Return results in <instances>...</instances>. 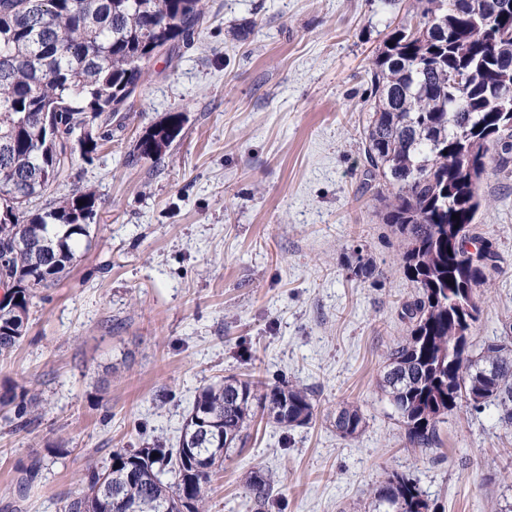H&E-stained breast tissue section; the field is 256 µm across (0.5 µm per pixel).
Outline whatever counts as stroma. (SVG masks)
Listing matches in <instances>:
<instances>
[{
    "label": "stroma",
    "instance_id": "1",
    "mask_svg": "<svg viewBox=\"0 0 512 512\" xmlns=\"http://www.w3.org/2000/svg\"><path fill=\"white\" fill-rule=\"evenodd\" d=\"M412 0H206L192 47L147 68L124 128L69 183L100 206L91 248L40 288L26 335L0 357V394L26 391L16 429L0 408V512H58L88 464L114 449L177 446L194 397L227 376L307 387L314 420L284 429L255 416L245 447L209 485V512H246L245 479H274L265 512H368L393 473L438 512L512 506V433L494 409L449 414L442 446L419 454L380 389L387 349L416 294L399 240L362 184L367 74ZM181 134L161 160L132 162L171 113ZM472 226L501 269L476 344L512 323V177L484 175ZM363 253L379 279L356 277ZM348 404L365 428L342 437ZM336 430L345 438H356L364 430L365 421L363 413L358 406L346 405L336 413Z\"/></svg>",
    "mask_w": 512,
    "mask_h": 512
}]
</instances>
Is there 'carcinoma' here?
<instances>
[{"mask_svg":"<svg viewBox=\"0 0 512 512\" xmlns=\"http://www.w3.org/2000/svg\"><path fill=\"white\" fill-rule=\"evenodd\" d=\"M204 19L203 0H0V275L12 278L0 304V355L25 335L32 298L65 277L92 243L98 198L90 189L44 208L32 203L70 177L75 154L92 157L97 120L117 121L113 105L141 85L151 52L191 45ZM374 106L363 124V176L376 189L382 220L401 237L399 265L418 293L401 306L406 336L387 353L381 389L412 448L441 443L439 424L465 406H493L512 431V336L474 349L472 329L489 275L466 244L482 199L484 174L512 173V0H415L413 13L387 33L372 59ZM184 114L175 112L137 143L138 160H158L153 143L171 144ZM480 157L471 171L468 157ZM458 219H452V215ZM16 426L29 423L28 405L13 392ZM285 428L308 424L315 406L298 384L257 385L227 377L202 387L185 419L178 447L112 451L104 468L85 474L86 490L59 512H162L192 501L203 512L208 485L224 453L245 446L256 409ZM336 430L356 438L361 409L336 412ZM156 457H151L152 453ZM168 471L173 481L160 474ZM251 507L269 504L272 477H247ZM372 512H437L414 479L393 473L372 492Z\"/></svg>","mask_w":512,"mask_h":512,"instance_id":"cac0c4a2","label":"carcinoma"}]
</instances>
